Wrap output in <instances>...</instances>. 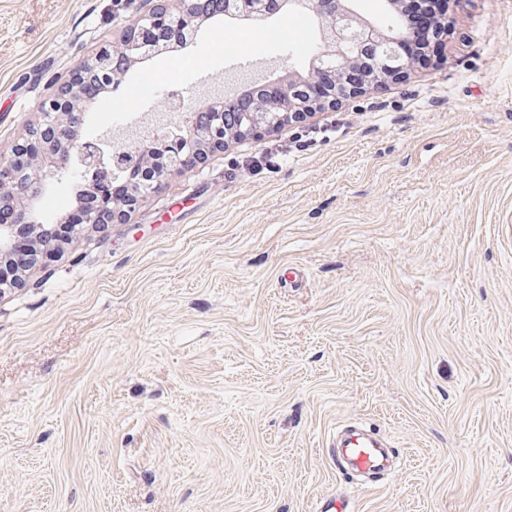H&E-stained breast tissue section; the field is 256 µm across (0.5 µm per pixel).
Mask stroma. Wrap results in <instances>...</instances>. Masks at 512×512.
<instances>
[{
    "mask_svg": "<svg viewBox=\"0 0 512 512\" xmlns=\"http://www.w3.org/2000/svg\"><path fill=\"white\" fill-rule=\"evenodd\" d=\"M442 62L166 179L0 298V512H512V0ZM150 0H0V155ZM249 43L256 73L190 57ZM249 24L134 64L189 97L307 75ZM360 422L375 482L327 455Z\"/></svg>",
    "mask_w": 512,
    "mask_h": 512,
    "instance_id": "35a3bbf8",
    "label": "stroma"
}]
</instances>
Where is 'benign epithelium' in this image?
Listing matches in <instances>:
<instances>
[{
	"instance_id": "obj_1",
	"label": "benign epithelium",
	"mask_w": 512,
	"mask_h": 512,
	"mask_svg": "<svg viewBox=\"0 0 512 512\" xmlns=\"http://www.w3.org/2000/svg\"><path fill=\"white\" fill-rule=\"evenodd\" d=\"M305 3L320 29V52L308 79L314 80L326 71L333 72L335 78V91L316 101L308 97L306 82L291 80L274 101L259 91L244 106L235 97L203 101L196 105L185 134L173 139L149 142L147 133L139 127L120 137L110 131L93 135L87 132L94 103L86 99L85 85L103 91L123 79L132 63L170 51L171 44L162 38L167 29L179 31L181 43L193 42L211 14L223 5L221 0H154L149 12L134 15L118 41L97 48L66 82L53 85L42 101L38 120L29 125L10 156L0 159V213L10 215L9 222L0 221V296L13 287L8 275L14 272L12 259L20 234H25L27 241V268L52 255L49 247L55 225L41 221L40 206L54 184L70 180L77 172L85 175L81 190L76 192V204L83 210L84 220L72 225L75 235L97 225L120 224L146 198L138 190V182L126 181L127 192L118 201L94 199L93 187L97 181L111 180L126 170L129 156L140 160L139 167L153 169L155 194L168 176L187 167V156L203 161L228 142L264 130L265 126L256 121L266 110L282 113L283 121L307 118L336 105L338 88L355 93L372 86L377 73L385 68L401 78L412 69L404 53L408 27L398 34L381 31L357 10L355 0ZM227 111L241 113L243 130L224 133Z\"/></svg>"
}]
</instances>
